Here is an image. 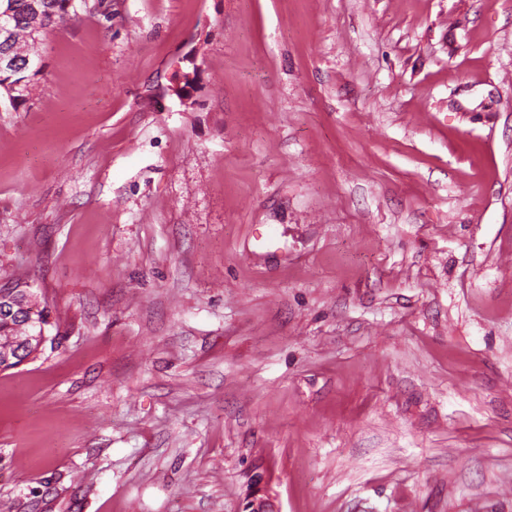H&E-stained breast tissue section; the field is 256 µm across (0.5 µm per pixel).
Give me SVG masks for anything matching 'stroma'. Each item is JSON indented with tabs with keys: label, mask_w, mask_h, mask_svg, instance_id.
<instances>
[{
	"label": "stroma",
	"mask_w": 512,
	"mask_h": 512,
	"mask_svg": "<svg viewBox=\"0 0 512 512\" xmlns=\"http://www.w3.org/2000/svg\"><path fill=\"white\" fill-rule=\"evenodd\" d=\"M0 96V512H512V0H112ZM42 73L41 71H30V70H12L8 73L0 72V83L4 84L5 81L10 80L9 84L21 83L19 87L16 88V91L11 93L12 88H8L6 86H0V92L7 94L10 98V103L17 107L19 104L24 103L28 98L27 94L29 93L28 89L34 86L37 82V77ZM27 90L26 93H22V91ZM5 94V95H6ZM16 288L14 286L4 287L0 286V313L1 310L3 313H10L11 315L23 310L24 312H28V314H32L36 310V307L39 306L36 299L32 295H26L25 298H18L15 294ZM27 322L28 324H26V320L20 321L16 318L0 317V353H4V350L8 348L9 358L11 359L9 366L6 368L18 365L31 354V350L28 351L26 347L22 349L21 354H16L20 346L13 348L18 338L29 336L32 321L28 320ZM34 355L35 353L24 359L23 362L30 360Z\"/></svg>",
	"instance_id": "stroma-1"
}]
</instances>
